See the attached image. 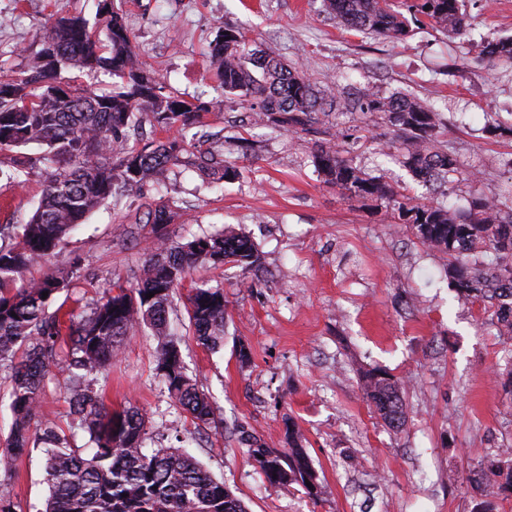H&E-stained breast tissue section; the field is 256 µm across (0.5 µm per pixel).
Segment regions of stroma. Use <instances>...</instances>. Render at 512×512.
<instances>
[{
    "mask_svg": "<svg viewBox=\"0 0 512 512\" xmlns=\"http://www.w3.org/2000/svg\"><path fill=\"white\" fill-rule=\"evenodd\" d=\"M140 57L185 98L223 99L210 45L220 30L299 63L313 80L348 95L369 85L433 103L458 171L449 200L459 206L512 183V62L487 63L477 43L512 36V0H462L470 28L454 36L410 22L392 42L346 29L323 0H114ZM102 0H0V70L24 66L42 48L51 19L79 14L97 22ZM495 115L503 133L484 126ZM248 114L225 102L205 129L240 177L207 183L199 172L171 167L163 185L122 191L94 211L25 279L64 277L49 311L81 318L119 284L137 288L154 228L148 207L176 206L168 243L216 234L230 225L249 236L260 268L204 265L174 295L169 328L185 365L210 399L215 422L198 429L170 405L155 370L158 338L139 327L93 380L109 410L139 407L152 430L146 449L182 445L247 512H474L483 499L470 475L500 448H512V378L501 374L512 345L498 336L482 302L448 284V258L423 245L372 203L324 184L311 163L309 136L268 128L236 139ZM356 142L339 141L357 167L414 196L413 179L386 143V129L361 114L333 113ZM38 146L0 152V224L27 223L42 179L7 180L9 161L38 157ZM224 290V342L198 345L185 310L197 285ZM248 360H241L240 349ZM381 368L403 387L406 424L393 431L368 404L361 371ZM67 372L51 368L39 393L31 433L52 426L71 448L88 438L69 413ZM305 437L320 486L319 501L300 486L269 484L241 439L249 433L287 448L286 421ZM41 447L28 448L12 473L0 471V496L15 512H42L48 488Z\"/></svg>",
    "mask_w": 512,
    "mask_h": 512,
    "instance_id": "1",
    "label": "stroma"
}]
</instances>
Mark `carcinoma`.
I'll return each instance as SVG.
<instances>
[{
	"mask_svg": "<svg viewBox=\"0 0 512 512\" xmlns=\"http://www.w3.org/2000/svg\"><path fill=\"white\" fill-rule=\"evenodd\" d=\"M327 7L350 30L393 41L409 33L406 17L391 0H327ZM410 8L442 33L461 35L468 27L460 0H414ZM102 11L105 39L96 37L84 17H62L51 24L42 50L26 66L0 72V142H8L10 149L43 148L35 159L14 160L9 175L19 183L38 170L43 178L39 206L25 224L0 225V364L12 363L10 407L15 417L0 450L5 472L30 443L40 387L51 366L58 365L57 349L67 348L62 368L79 383L111 363L124 340L142 325L161 338L157 370L172 406L198 427L211 424L208 396L187 374L179 343L167 338L173 293L198 264L247 268L260 261L253 242L233 227L174 247L159 235L142 266L138 288L105 292L88 315L66 328L58 315L46 313L63 278L48 275L10 289V283L50 255L74 226L118 190L157 183L177 164L223 179L238 175L218 152L202 148L205 139L218 134L195 131L204 114L222 111V102L184 99L134 53L133 34L110 0H103ZM49 55L54 61H45ZM212 55L214 78L225 99L253 113L259 125L314 136L311 162L325 184L349 198L380 203L422 244L448 255V280L461 294L485 303L484 311L496 323L506 321L504 311H512V189L477 198L467 208L444 201L422 203L352 164L332 143L324 121L338 106L373 117L391 132L388 146L400 151L412 176L436 191L450 182L456 162L438 144L440 117L432 104L372 87L339 101L330 82L318 85L298 64L249 48L235 29L218 32ZM479 55L489 63L512 60V37L483 43ZM99 73L112 78L110 87L98 89L83 81ZM62 79L72 89L65 98L52 92V84ZM146 125L175 128L177 134L157 141L144 134ZM178 217L168 205L147 212V222L158 228ZM150 292L154 296L146 297ZM186 310L197 343L218 349L224 340V292L196 286L189 291ZM363 389L389 427L404 425L399 381L371 369L363 374ZM70 412L88 434L92 453L83 456L53 427L43 429L49 491L44 512H247L188 452L161 447L146 453V416L138 408L109 412L102 395L86 386L70 400ZM286 434V451L269 448L250 434L243 440L269 483L297 484L315 500L319 485H306L314 469L303 435L291 421ZM479 473L487 478L488 489L477 512H496L495 500L512 498V448L500 449Z\"/></svg>",
	"mask_w": 512,
	"mask_h": 512,
	"instance_id": "carcinoma-1",
	"label": "carcinoma"
}]
</instances>
